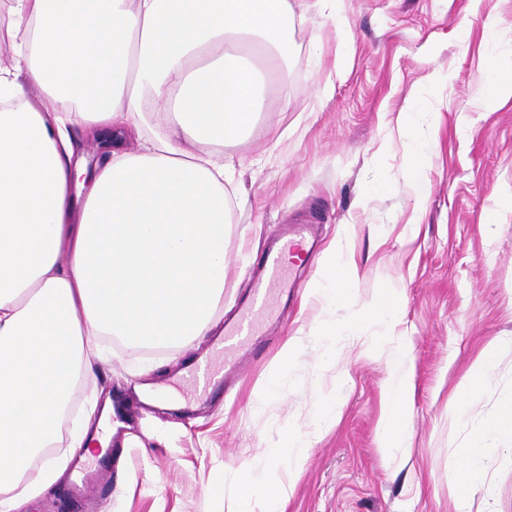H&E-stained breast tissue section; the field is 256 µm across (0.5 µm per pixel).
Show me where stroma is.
I'll list each match as a JSON object with an SVG mask.
<instances>
[{
    "mask_svg": "<svg viewBox=\"0 0 512 512\" xmlns=\"http://www.w3.org/2000/svg\"><path fill=\"white\" fill-rule=\"evenodd\" d=\"M290 5L288 66L249 137L224 149L245 200L233 210L219 329L251 298L252 268L278 231L310 227L312 263L293 271L294 290L263 323L265 357L247 361L226 399L199 400L179 416L143 403L142 392L175 379L186 355H206L219 329L173 352L113 342L73 393L76 414L51 453L61 476L21 512H225L226 472L262 468L269 445L313 430L319 389L340 415L310 448L285 512H454L448 477L469 432L512 397V351L499 355L489 386L464 390L479 352L512 337V101L487 106L480 81L487 47L512 55V0H341V31L316 0ZM490 19L501 25L489 42ZM403 112L432 155L415 179L398 127ZM377 177L386 192L371 193ZM336 241L354 254L360 300L386 283L402 293L413 410L402 447L390 451L377 443L388 377V350L371 341L378 326L341 338L335 362L315 374L322 350L309 335L329 311L313 290ZM294 336L307 342L292 389L261 395ZM118 394L133 419L112 427V487L88 511L67 495L70 436L97 428ZM487 478L470 512H512V450L491 455Z\"/></svg>",
    "mask_w": 512,
    "mask_h": 512,
    "instance_id": "35a3bbf8",
    "label": "stroma"
}]
</instances>
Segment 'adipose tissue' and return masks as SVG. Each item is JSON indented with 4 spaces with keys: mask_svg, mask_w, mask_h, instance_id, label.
I'll return each instance as SVG.
<instances>
[{
    "mask_svg": "<svg viewBox=\"0 0 512 512\" xmlns=\"http://www.w3.org/2000/svg\"><path fill=\"white\" fill-rule=\"evenodd\" d=\"M291 22L289 0H0L12 55L0 65V512H19L59 476L31 461L55 441L101 337L175 348L213 328L236 173L224 149L254 128L288 61ZM481 81L489 103L512 100V57L488 52ZM77 125L107 149L89 184ZM356 275L333 244L316 292L350 316L315 327L317 368L340 337L381 326L376 339L392 348L378 445L398 448L413 397L401 293L388 283L360 301ZM496 438L512 442V399L472 430L449 477L455 512H469ZM313 439L289 435L266 449L262 471H231L226 512H283L284 475L302 471Z\"/></svg>",
    "mask_w": 512,
    "mask_h": 512,
    "instance_id": "1",
    "label": "adipose tissue"
}]
</instances>
